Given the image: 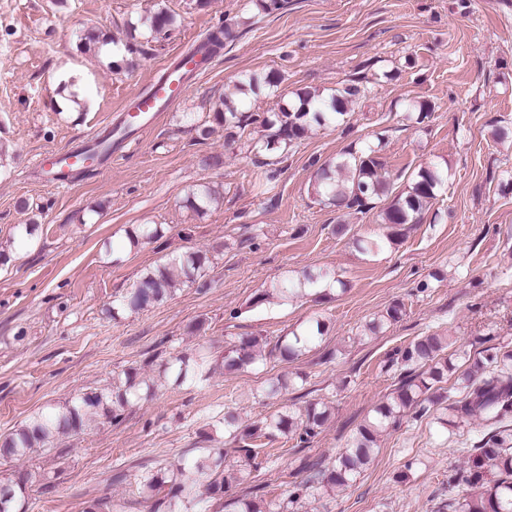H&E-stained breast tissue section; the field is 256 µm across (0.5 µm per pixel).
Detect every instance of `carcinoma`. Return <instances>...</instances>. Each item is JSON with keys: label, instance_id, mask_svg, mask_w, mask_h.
Segmentation results:
<instances>
[{"label": "carcinoma", "instance_id": "carcinoma-1", "mask_svg": "<svg viewBox=\"0 0 512 512\" xmlns=\"http://www.w3.org/2000/svg\"><path fill=\"white\" fill-rule=\"evenodd\" d=\"M141 24L155 34H165L171 30L174 17L167 12H158L143 17ZM234 38L233 28L222 24L206 36L197 50L203 49L205 55L211 57L224 48V42ZM274 84L272 77L257 74H251L242 81V86L254 93ZM360 92V87L354 84L336 89L328 100L318 93L306 92L299 97L297 108H283L271 117L247 115L223 100L215 106L212 122L228 130L230 137L234 136L233 130L257 123L270 130L263 147L272 151L283 143L289 145L301 139L313 126L321 127L343 120L348 104ZM311 165L316 167L315 194L338 207L361 212L374 200L392 196L382 216L390 232L384 241L356 240L364 253L378 250L386 242L395 243L403 226L419 223L422 212L436 198V191L443 182L442 174L427 166L412 177L406 190L393 192L390 184L382 178L383 161L379 149L373 146L358 153L349 152L333 164H320L314 160ZM214 200L215 191L202 184L188 195L187 204L200 211ZM207 262L203 252L191 251L145 271L127 295L112 301V316H117L121 310L135 312L160 303L174 288L184 283L206 287ZM336 284L345 286L342 280L329 272L305 271L298 280L284 282L275 291L282 301L288 302L309 289H332ZM402 313L403 304L396 302L369 321L366 329L376 335L398 321ZM316 331L317 334L310 336H284L276 342L274 350L283 358L293 359L323 335L319 321L316 322ZM259 346L260 339L256 336L242 338L224 352V369L231 372L250 367L259 357ZM449 346L448 337L432 333L416 338L400 350V363L405 372L399 386L373 409V414L330 467L315 472L305 481L292 484L288 502H297L319 484L332 488L348 486L372 460L378 438L383 433L396 427L409 414L415 417L424 415L429 405L444 398L440 389L451 369L446 354ZM169 369L181 384L203 383L211 374L209 356L202 349L192 358H173ZM464 382L463 396L453 405L456 417L463 421L479 417L491 431L475 446L479 453L471 460L468 490L449 508L452 512H512V348H486L482 358L464 377ZM152 394L153 388L147 381H138L136 374L128 373L125 381L111 388L78 394L62 404L29 416L0 441V456L21 460L37 449L51 447L61 438L79 434L101 420L118 423L127 407ZM329 415L326 405L311 403L298 415L290 410L281 411L252 425L242 424L237 414L227 412L223 425L224 431L241 443L237 451L252 460L257 457L256 439L291 435L297 442L307 444L318 435ZM250 480V470L224 465L222 448L191 462H180L165 470H151L135 476L141 503L149 512H194L197 501L204 495L222 502L229 512H272V508H266L247 496L224 499V494L230 489ZM32 483L33 476L28 472L15 481L0 483V512H22Z\"/></svg>", "mask_w": 512, "mask_h": 512}]
</instances>
